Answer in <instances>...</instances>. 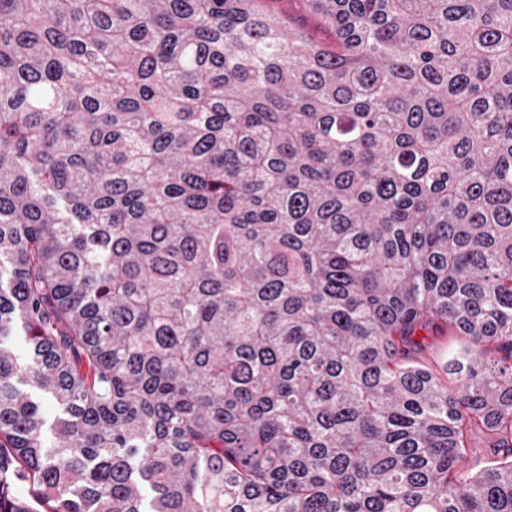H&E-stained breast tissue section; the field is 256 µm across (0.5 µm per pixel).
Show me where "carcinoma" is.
I'll return each mask as SVG.
<instances>
[{"instance_id": "cac0c4a2", "label": "carcinoma", "mask_w": 512, "mask_h": 512, "mask_svg": "<svg viewBox=\"0 0 512 512\" xmlns=\"http://www.w3.org/2000/svg\"><path fill=\"white\" fill-rule=\"evenodd\" d=\"M0 512H512V0H0Z\"/></svg>"}]
</instances>
